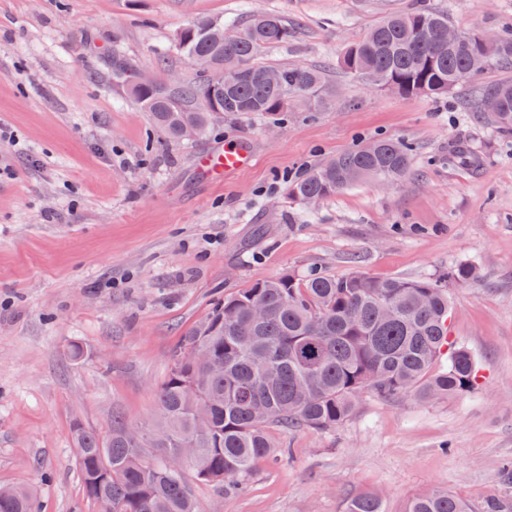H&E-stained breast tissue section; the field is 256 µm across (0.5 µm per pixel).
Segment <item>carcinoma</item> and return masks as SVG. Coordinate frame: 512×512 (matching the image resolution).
<instances>
[{
    "mask_svg": "<svg viewBox=\"0 0 512 512\" xmlns=\"http://www.w3.org/2000/svg\"><path fill=\"white\" fill-rule=\"evenodd\" d=\"M448 14L426 8L389 13L363 39L347 45L338 65L372 88L395 87L402 95L445 96L481 72L512 69V28L485 38L460 31L448 43ZM292 29L276 14L249 22L244 32L224 21L199 17L183 27L175 50L188 62L205 57L224 78L211 92V75L193 83L152 84L125 56L112 52V84L149 112L170 142L183 141L187 125L210 130L211 104L238 118L270 120L299 103L322 108L332 93L315 67L282 68L256 61L260 49L288 42ZM280 81L269 86L265 74ZM498 109L476 112L492 125L512 130V80L481 86ZM411 146L371 141L307 169L289 186L294 198L315 204L361 182L401 181L410 168ZM477 269L458 265L448 278L378 279L360 272L336 277L293 272L254 282L215 305L208 319L189 330L173 367L156 393L157 418L148 437L126 435L112 418L105 436L73 426L84 496L96 512H200L184 476L167 459L190 441L200 482L232 493L244 488L254 465L283 452L268 428L334 429L356 411L365 392L388 398L410 394L420 401L469 393L478 366L465 346L450 339L449 286L475 279ZM259 303L264 315L252 316ZM205 345L222 360L213 376L195 364ZM443 367L431 368L443 355ZM0 512H36L32 492L16 487L0 496ZM347 512H385L372 493L354 496ZM405 512H512V495L474 506L446 489L411 498Z\"/></svg>",
    "mask_w": 512,
    "mask_h": 512,
    "instance_id": "1",
    "label": "carcinoma"
}]
</instances>
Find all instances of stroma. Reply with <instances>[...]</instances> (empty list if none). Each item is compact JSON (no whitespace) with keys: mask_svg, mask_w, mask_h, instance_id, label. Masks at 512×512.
Here are the masks:
<instances>
[{"mask_svg":"<svg viewBox=\"0 0 512 512\" xmlns=\"http://www.w3.org/2000/svg\"><path fill=\"white\" fill-rule=\"evenodd\" d=\"M434 8L462 31L512 24V0H0V485L34 487L39 512H93L74 423L153 420L156 391L185 334L214 305L286 272L433 278L459 264L450 334L479 361L460 398L367 393L332 430L271 428L285 455L256 464L241 493L184 477L201 512H346L381 496L404 512L431 487L477 502L508 493L512 460V131L463 111L489 71L439 98L371 88L336 59L390 11ZM267 14L293 36L261 62L326 71L335 101L297 106L276 127L225 119L169 144L113 87V52L145 74L197 70L173 49L208 15L231 25ZM412 144V172L361 183L315 207L287 180L363 142ZM234 142L250 166L213 182L201 155ZM83 354L71 359L70 345Z\"/></svg>","mask_w":512,"mask_h":512,"instance_id":"stroma-1","label":"stroma"}]
</instances>
